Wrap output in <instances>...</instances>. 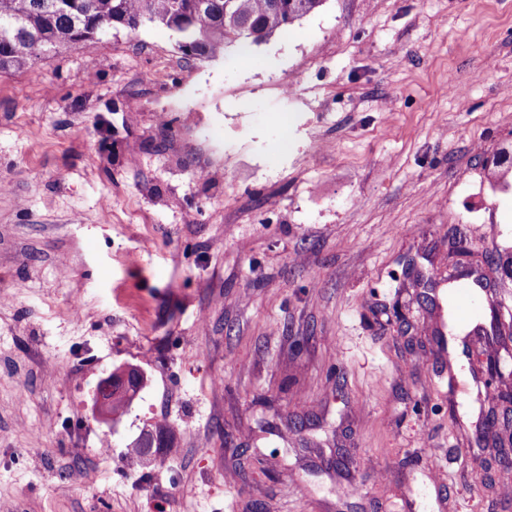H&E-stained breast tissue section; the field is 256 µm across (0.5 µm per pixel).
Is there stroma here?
I'll use <instances>...</instances> for the list:
<instances>
[{
    "mask_svg": "<svg viewBox=\"0 0 512 512\" xmlns=\"http://www.w3.org/2000/svg\"><path fill=\"white\" fill-rule=\"evenodd\" d=\"M510 144L512 0H325L206 63L121 29L0 73V501L512 512V459L478 429L512 403L476 376L493 349L512 379V279L481 295L502 340L451 358L447 284L420 303L404 267H438L452 230L512 256V187L483 166ZM122 365L146 384L98 421ZM159 420L173 448L131 466ZM238 447L264 467L236 473ZM130 367L124 366L114 370L110 375L103 378L97 385L93 398V409L95 416L100 421L107 420L106 410L112 404L109 414L112 422H115L124 414L128 406L139 394L137 389L132 388V395L123 393L129 386ZM121 395L117 396L118 394ZM117 396L113 401L112 399Z\"/></svg>",
    "mask_w": 512,
    "mask_h": 512,
    "instance_id": "1",
    "label": "stroma"
}]
</instances>
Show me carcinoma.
<instances>
[{
  "label": "carcinoma",
  "instance_id": "cac0c4a2",
  "mask_svg": "<svg viewBox=\"0 0 512 512\" xmlns=\"http://www.w3.org/2000/svg\"><path fill=\"white\" fill-rule=\"evenodd\" d=\"M323 0H0V71L21 69L62 48L89 51L103 32L123 28L131 33L157 25L186 45L178 49L200 63L214 60L235 45L236 29L224 20L229 14L235 25L248 26L254 41L264 42L289 23L314 12ZM495 185H512V158L486 166ZM137 396L123 393L112 401L109 414L116 421ZM171 448L169 427L156 423L143 430L131 453L143 468L152 461L150 448Z\"/></svg>",
  "mask_w": 512,
  "mask_h": 512
}]
</instances>
